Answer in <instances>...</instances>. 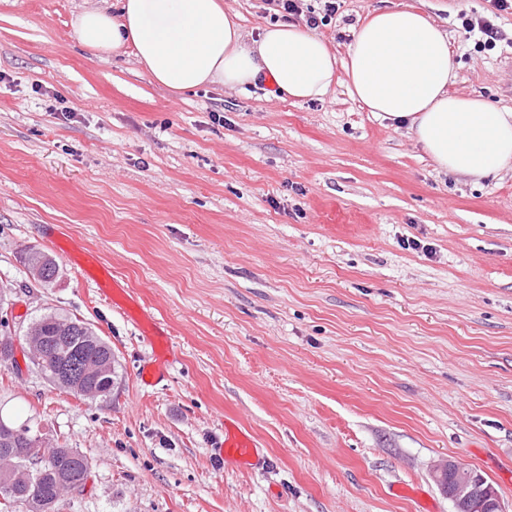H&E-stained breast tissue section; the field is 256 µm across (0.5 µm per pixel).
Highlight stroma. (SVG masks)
Wrapping results in <instances>:
<instances>
[{
    "mask_svg": "<svg viewBox=\"0 0 512 512\" xmlns=\"http://www.w3.org/2000/svg\"><path fill=\"white\" fill-rule=\"evenodd\" d=\"M448 34L455 92L512 110V14L491 0H336L315 27L337 56L403 2ZM0 0V283L12 339L51 308L107 340L122 379L104 400L0 365V418L92 462L59 512H453L452 460L512 503V171L440 172L405 128L338 80L319 100L175 92L130 55L82 46L85 7ZM489 19L484 47L463 18ZM62 225L168 329L153 353L42 227ZM55 256L43 287L25 256ZM266 464L221 458L225 418ZM128 315L136 322H138L143 330V333L149 338L153 347H163L160 349L161 353L157 355L156 360L149 365L143 366L139 374L141 383L146 387H153L158 384L161 377L165 375V365L168 362L167 355H170L172 346L167 336L161 334L157 329L156 322L143 309L139 312L136 310L126 309Z\"/></svg>",
    "mask_w": 512,
    "mask_h": 512,
    "instance_id": "obj_1",
    "label": "stroma"
}]
</instances>
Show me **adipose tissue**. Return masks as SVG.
Returning <instances> with one entry per match:
<instances>
[{
  "label": "adipose tissue",
  "mask_w": 512,
  "mask_h": 512,
  "mask_svg": "<svg viewBox=\"0 0 512 512\" xmlns=\"http://www.w3.org/2000/svg\"><path fill=\"white\" fill-rule=\"evenodd\" d=\"M84 46H127L151 78L183 92L211 84L234 90L267 77L284 97L319 100L344 73L354 100L406 127L440 171L483 179L512 166V111L448 86L456 78L447 35L412 6L373 14L345 57L298 24L248 38L224 0H121L119 14L89 7L73 21Z\"/></svg>",
  "instance_id": "1"
}]
</instances>
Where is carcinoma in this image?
<instances>
[{"label": "carcinoma", "mask_w": 512, "mask_h": 512, "mask_svg": "<svg viewBox=\"0 0 512 512\" xmlns=\"http://www.w3.org/2000/svg\"><path fill=\"white\" fill-rule=\"evenodd\" d=\"M27 265L35 281L47 286L60 267L54 256L33 250ZM38 342L33 359L38 371L53 386L88 399H104L118 379L112 347L86 322L57 311L41 314L31 324ZM35 431L26 424L0 419V499L22 505L26 512H58L57 486L65 481H87L91 465L76 448L49 446L50 469L28 467Z\"/></svg>", "instance_id": "cac0c4a2"}]
</instances>
